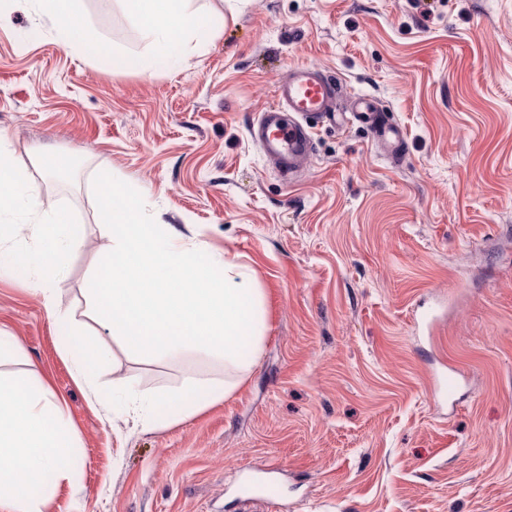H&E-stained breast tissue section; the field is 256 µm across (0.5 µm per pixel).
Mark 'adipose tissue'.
I'll return each instance as SVG.
<instances>
[{
    "instance_id": "obj_1",
    "label": "adipose tissue",
    "mask_w": 512,
    "mask_h": 512,
    "mask_svg": "<svg viewBox=\"0 0 512 512\" xmlns=\"http://www.w3.org/2000/svg\"><path fill=\"white\" fill-rule=\"evenodd\" d=\"M52 21L64 44L106 55L110 49L79 13V0H33ZM139 22L152 51L162 57L199 51L198 37L211 26L209 15L192 12L188 0H122ZM42 251L20 255L21 265L36 266L31 284L47 309H54L52 286L66 270V258L80 243L70 214L60 210L38 226ZM76 437L53 390L31 373L0 372V512H44L57 485L73 477Z\"/></svg>"
}]
</instances>
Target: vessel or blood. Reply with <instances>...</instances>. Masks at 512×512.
I'll use <instances>...</instances> for the list:
<instances>
[{"mask_svg":"<svg viewBox=\"0 0 512 512\" xmlns=\"http://www.w3.org/2000/svg\"><path fill=\"white\" fill-rule=\"evenodd\" d=\"M340 86L323 73L305 67L290 70L276 90L278 107L262 113L250 135L265 157L288 172H297L313 154L312 131L326 120L340 119L337 100ZM374 141L384 146L392 160H400L405 143L401 127L369 96L354 99Z\"/></svg>","mask_w":512,"mask_h":512,"instance_id":"1","label":"vessel or blood"}]
</instances>
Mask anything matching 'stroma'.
Returning <instances> with one entry per match:
<instances>
[{
  "label": "stroma",
  "instance_id": "35a3bbf8",
  "mask_svg": "<svg viewBox=\"0 0 512 512\" xmlns=\"http://www.w3.org/2000/svg\"><path fill=\"white\" fill-rule=\"evenodd\" d=\"M221 16L186 57H152L119 0H81L113 56L64 45L33 5L0 27V154L30 185L0 249V325L48 380L83 452L46 512H512V0H190ZM374 98L400 123L392 163L355 119L313 131L314 158L283 178L249 129L296 65ZM66 154L67 173L38 159ZM140 192L160 224L188 226L253 269L263 351L224 402L142 431L93 389L179 385L185 368L116 351L78 383L56 322L17 253L37 214L68 210L82 244L55 283L83 320L112 245L93 178ZM455 366V402L435 374Z\"/></svg>",
  "mask_w": 512,
  "mask_h": 512
}]
</instances>
